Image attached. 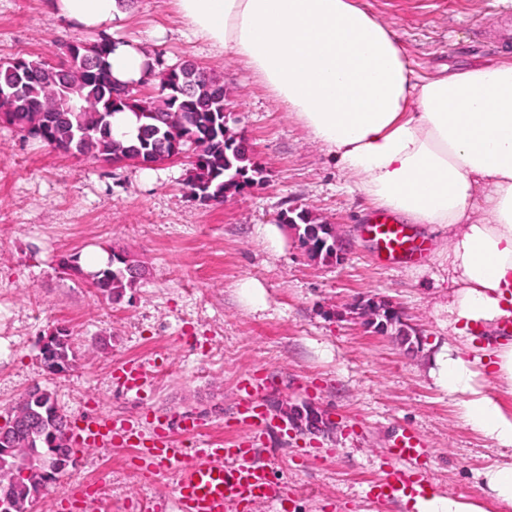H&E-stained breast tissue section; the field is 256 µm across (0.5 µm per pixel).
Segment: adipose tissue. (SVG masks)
<instances>
[{
	"label": "adipose tissue",
	"mask_w": 512,
	"mask_h": 512,
	"mask_svg": "<svg viewBox=\"0 0 512 512\" xmlns=\"http://www.w3.org/2000/svg\"><path fill=\"white\" fill-rule=\"evenodd\" d=\"M190 33L238 59L302 125L375 208L448 231L435 259L452 288L436 303L455 339L433 354L430 377L458 420L506 453L485 490L512 507V342L483 356L475 332L512 321V59L423 77L398 33L357 0H172ZM80 30L111 33L127 0H46ZM122 82H153L154 56L114 43Z\"/></svg>",
	"instance_id": "ef3b65f1"
}]
</instances>
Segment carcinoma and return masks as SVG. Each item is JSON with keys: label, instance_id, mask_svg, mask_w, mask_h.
<instances>
[{"label": "carcinoma", "instance_id": "cac0c4a2", "mask_svg": "<svg viewBox=\"0 0 512 512\" xmlns=\"http://www.w3.org/2000/svg\"><path fill=\"white\" fill-rule=\"evenodd\" d=\"M112 45V37L100 33L93 39L63 43L66 60L55 66L27 60L21 69L10 61L0 62V90L16 92L15 98L0 100V123L61 154L108 164L138 158L157 162L183 155L189 159L190 192L204 203H222L227 192L260 182L261 167L227 135V100L219 79L199 67L164 68L157 73V95L139 97L138 89L127 87L124 101L116 107L107 62ZM120 107L131 110L137 119V135L129 141L112 133V116ZM281 223L297 234L302 245L315 228L302 213L296 220L284 214ZM137 280V269L123 252L114 250L107 263L92 273L90 285L118 301ZM39 354L44 368L57 366L64 372L79 350L69 329L60 328ZM24 419L31 423L20 450L44 474L34 479L18 473L13 482L0 485V496L13 500L14 512H31L33 503L57 482L74 455L67 438V417L48 391L36 386L22 397L12 420L18 425Z\"/></svg>", "mask_w": 512, "mask_h": 512}]
</instances>
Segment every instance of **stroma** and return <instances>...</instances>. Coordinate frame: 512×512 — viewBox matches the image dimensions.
I'll return each mask as SVG.
<instances>
[{
	"instance_id": "obj_1",
	"label": "stroma",
	"mask_w": 512,
	"mask_h": 512,
	"mask_svg": "<svg viewBox=\"0 0 512 512\" xmlns=\"http://www.w3.org/2000/svg\"><path fill=\"white\" fill-rule=\"evenodd\" d=\"M358 2L399 33L422 76L512 57V41L502 37L512 17L497 18L512 0ZM78 34L47 12L45 0H0V61H56L57 41ZM112 35L140 40L164 66L190 60L211 69L229 99L228 125L248 138L264 181L206 206L191 198L182 161L101 163L0 124V423L38 386L72 418L102 410L157 416L174 428L191 414L220 442L234 436L227 423L239 406L240 376L258 370L270 380L265 405L278 425L290 405L305 401L335 422L324 433L277 427L257 444V457L288 484L287 512H375L363 489L380 475L402 427L426 442L434 483L453 496L482 495L481 473L498 453L462 426L429 375L431 355L451 341L435 315L440 289L415 267L373 259L358 233L371 212L364 195L248 69L188 32L170 0H135ZM303 210L314 223L336 225L342 260L311 258L287 228L278 243L267 240L266 225ZM111 249L145 271L120 302L58 269L63 255ZM247 280L262 285L261 307L244 299ZM363 298L402 306L424 331L422 349L366 329L352 310ZM60 327L70 329L81 356L52 375L38 341ZM129 360L150 371L137 397L112 378ZM132 455L127 447L81 451L34 512H56L63 487L102 469L111 480L84 512H128L141 500L172 498L173 474L142 473Z\"/></svg>"
}]
</instances>
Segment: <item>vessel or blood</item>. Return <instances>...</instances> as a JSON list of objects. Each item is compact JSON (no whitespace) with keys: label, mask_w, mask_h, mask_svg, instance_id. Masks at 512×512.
<instances>
[{"label":"vessel or blood","mask_w":512,"mask_h":512,"mask_svg":"<svg viewBox=\"0 0 512 512\" xmlns=\"http://www.w3.org/2000/svg\"><path fill=\"white\" fill-rule=\"evenodd\" d=\"M363 233L378 258L386 263L414 262L429 251L425 239L389 213H372ZM117 377L126 392L135 396L149 380L146 368L137 362L120 366ZM268 385L266 376L260 373L240 379L243 400L232 424L243 429L244 434L228 445L203 438L200 422L189 415L183 416L180 426L185 435L193 438L189 445L176 439L168 424L160 420H118L103 411L75 419L68 437L80 449L134 448L138 466H162L173 472L172 503L153 501L150 512H165L169 507L174 512H245L256 501L275 507L287 500L288 486L274 478L269 464L255 457V445L270 425L262 408V396ZM387 454L386 468L364 489L367 499L383 510L397 505L406 512H417L418 503L439 494V487L430 481L424 468L426 445L413 430L398 431Z\"/></svg>","instance_id":"1"}]
</instances>
